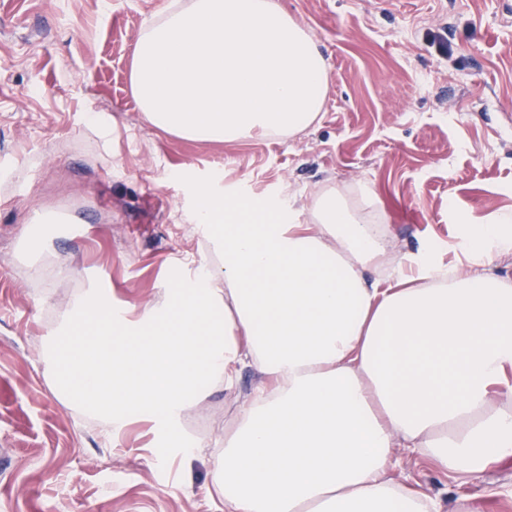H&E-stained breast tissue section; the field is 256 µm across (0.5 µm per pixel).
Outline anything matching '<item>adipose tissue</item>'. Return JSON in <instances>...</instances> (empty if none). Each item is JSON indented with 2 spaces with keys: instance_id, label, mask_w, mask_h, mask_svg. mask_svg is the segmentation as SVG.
Wrapping results in <instances>:
<instances>
[{
  "instance_id": "obj_1",
  "label": "adipose tissue",
  "mask_w": 512,
  "mask_h": 512,
  "mask_svg": "<svg viewBox=\"0 0 512 512\" xmlns=\"http://www.w3.org/2000/svg\"><path fill=\"white\" fill-rule=\"evenodd\" d=\"M297 223L289 200L202 192L194 219L224 265L176 279L134 319L76 303L48 353L53 386L113 430L181 421L243 366L256 382L214 483L224 512H440L393 479L395 449L478 478L512 457V212L466 230L469 272L427 252L396 283L371 271L394 240L330 189Z\"/></svg>"
}]
</instances>
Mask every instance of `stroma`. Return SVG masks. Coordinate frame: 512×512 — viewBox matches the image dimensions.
Masks as SVG:
<instances>
[{
	"instance_id": "1",
	"label": "stroma",
	"mask_w": 512,
	"mask_h": 512,
	"mask_svg": "<svg viewBox=\"0 0 512 512\" xmlns=\"http://www.w3.org/2000/svg\"><path fill=\"white\" fill-rule=\"evenodd\" d=\"M169 2L0 0V512H222L214 475L251 369L187 411L206 423L187 457L142 418L116 433L56 395L43 355L85 293L139 313L223 265L192 221L199 190L285 197L308 224L314 195L347 189L402 252L462 272L466 226L512 211V0H277L327 60L323 110L228 143L156 130L132 95L137 40ZM46 212L59 232L29 255ZM394 475L442 512H512V463L467 480L405 455Z\"/></svg>"
}]
</instances>
